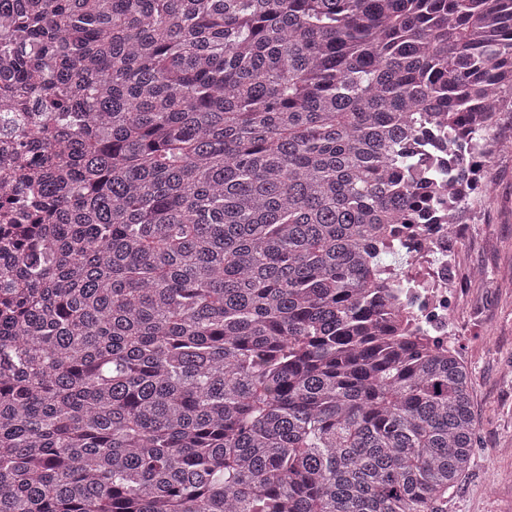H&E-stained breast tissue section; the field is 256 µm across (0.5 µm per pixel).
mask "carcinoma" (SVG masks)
<instances>
[{
	"label": "carcinoma",
	"mask_w": 512,
	"mask_h": 512,
	"mask_svg": "<svg viewBox=\"0 0 512 512\" xmlns=\"http://www.w3.org/2000/svg\"><path fill=\"white\" fill-rule=\"evenodd\" d=\"M511 97L512 0H0V512H448L402 237Z\"/></svg>",
	"instance_id": "1"
}]
</instances>
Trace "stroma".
<instances>
[{
  "label": "stroma",
  "instance_id": "stroma-1",
  "mask_svg": "<svg viewBox=\"0 0 512 512\" xmlns=\"http://www.w3.org/2000/svg\"><path fill=\"white\" fill-rule=\"evenodd\" d=\"M487 165L491 188L458 229L449 263L455 289L448 344L466 362L475 393L477 444L448 512H512V108L499 112Z\"/></svg>",
  "mask_w": 512,
  "mask_h": 512
}]
</instances>
